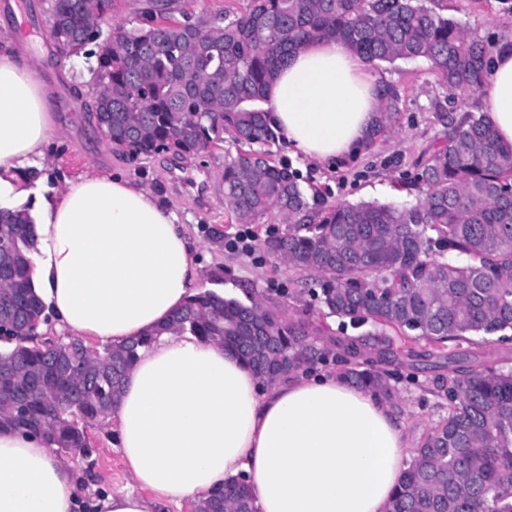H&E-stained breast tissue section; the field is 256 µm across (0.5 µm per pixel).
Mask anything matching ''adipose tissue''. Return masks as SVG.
Wrapping results in <instances>:
<instances>
[{
    "label": "adipose tissue",
    "instance_id": "1",
    "mask_svg": "<svg viewBox=\"0 0 512 512\" xmlns=\"http://www.w3.org/2000/svg\"><path fill=\"white\" fill-rule=\"evenodd\" d=\"M377 84L346 44L318 39L279 69L268 106L294 154L332 167L367 146ZM479 105L512 144V37ZM51 112L33 62L1 49L0 209L35 220L33 289L57 329L123 344L168 322L200 266L177 214L133 180L91 167L32 193L23 170L46 157ZM112 419L133 490L87 502L73 462L5 429L0 512H166L240 475L259 512H385L410 446L397 414L336 374L303 369L269 385L222 345L173 332L139 349Z\"/></svg>",
    "mask_w": 512,
    "mask_h": 512
}]
</instances>
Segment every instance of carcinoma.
I'll return each instance as SVG.
<instances>
[{"label":"carcinoma","mask_w":512,"mask_h":512,"mask_svg":"<svg viewBox=\"0 0 512 512\" xmlns=\"http://www.w3.org/2000/svg\"><path fill=\"white\" fill-rule=\"evenodd\" d=\"M116 0H48L44 25L69 41L71 56L95 59L87 112L114 150L138 171L162 153L195 155L229 140L224 211L241 224L275 210L299 221L259 247L300 277L327 315L360 327L361 336L318 344L312 323L280 304L248 302L205 289L164 326L93 355L76 336L36 340L20 327L41 321L30 285L37 242L26 212L0 210L10 247L0 302L22 303L13 329L0 335V399L27 393L20 416L0 413V428L42 435L66 454L91 456L86 427L105 421L138 349L166 331L190 332L234 350L262 378L281 379L325 359L336 346L339 376L403 412L389 367L437 358L432 379L448 414L410 450L387 512H512V370L474 364V337L512 332V145L489 117L436 113L446 129L422 168L423 195L411 207L361 202L315 213L299 176L254 148L279 140L266 107L288 56L317 39L346 43L369 63L422 58L454 97L483 86L490 48L426 0H248L240 13L213 17L181 11L177 0H139L131 27L91 30ZM380 110L370 143L396 130L401 96L379 85ZM414 332L432 351L397 345L385 333ZM459 350L443 353L444 344ZM467 347H462V344ZM82 369L79 379L51 371L47 357ZM196 512H257L242 479H232Z\"/></svg>","instance_id":"cac0c4a2"}]
</instances>
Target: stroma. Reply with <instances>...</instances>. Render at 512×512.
I'll list each match as a JSON object with an SVG mask.
<instances>
[{"mask_svg":"<svg viewBox=\"0 0 512 512\" xmlns=\"http://www.w3.org/2000/svg\"><path fill=\"white\" fill-rule=\"evenodd\" d=\"M438 8L488 43H497L512 34V0H439ZM50 45L42 29L30 32L27 55L38 64L40 79L55 94L56 132L43 168L74 177L86 167L95 166L133 178L177 212L203 266L200 289L210 288V277L217 273L224 278L225 295L242 299L252 293L276 298L289 314L310 316L325 336L338 335L337 318L326 316L307 290L295 283L288 268L262 253L248 256L233 252L209 238L212 229L220 230L228 240L241 229L239 223L230 221L223 201L224 162L235 155L234 145L228 143L213 152L182 159L159 155L144 161L141 170L131 169L89 122L86 107L90 96L77 99L68 91L87 74V65L83 59L73 57L64 67H44L42 61ZM371 70L379 80L394 84L400 91L402 111L394 133L379 138L362 154L342 161L332 171L293 155L284 143L272 147L276 159L288 161L299 172L308 198L328 206L359 202L414 204L418 189L413 177L444 135L435 117L436 104H443L447 112L457 115L480 111L478 95L466 99L451 96L426 60L378 63ZM402 373L398 384L404 406L401 419L410 439L416 441L447 411L430 391L432 373L425 365L405 366ZM88 435L91 456H77L73 462L90 494L131 486L132 479L115 447L110 425H94Z\"/></svg>","mask_w":512,"mask_h":512,"instance_id":"1","label":"stroma"}]
</instances>
